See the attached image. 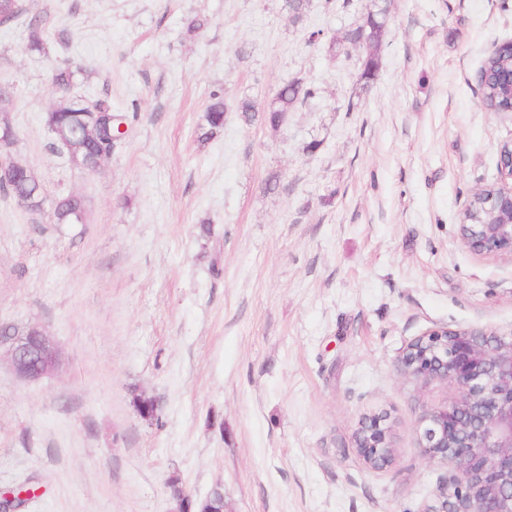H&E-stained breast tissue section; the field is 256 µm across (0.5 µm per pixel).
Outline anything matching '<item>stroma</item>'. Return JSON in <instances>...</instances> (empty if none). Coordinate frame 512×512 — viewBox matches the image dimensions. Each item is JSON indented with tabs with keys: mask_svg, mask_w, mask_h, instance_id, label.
I'll return each mask as SVG.
<instances>
[{
	"mask_svg": "<svg viewBox=\"0 0 512 512\" xmlns=\"http://www.w3.org/2000/svg\"><path fill=\"white\" fill-rule=\"evenodd\" d=\"M24 3L47 46L0 25L17 151L86 221L0 189V324L42 326L63 360L28 380L0 347V490L35 486L21 512H170L175 475L198 501L221 490L224 512H420L448 469L418 452L417 419L453 390L402 377L403 347L512 329V257L459 242L512 140L477 83L512 0H306L299 22L284 0ZM371 11L365 79L349 34ZM192 16L207 24L190 35ZM66 64L70 95L134 113L94 172L43 121ZM293 80L316 94L281 125L237 112ZM219 90L224 131L200 140ZM378 413L397 459L375 470L352 435ZM48 203L53 208L55 223L58 224H80L77 217L79 213H86L84 199L71 194H58Z\"/></svg>",
	"mask_w": 512,
	"mask_h": 512,
	"instance_id": "35a3bbf8",
	"label": "stroma"
}]
</instances>
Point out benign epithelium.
<instances>
[{
	"mask_svg": "<svg viewBox=\"0 0 512 512\" xmlns=\"http://www.w3.org/2000/svg\"><path fill=\"white\" fill-rule=\"evenodd\" d=\"M512 112V70L496 77ZM18 139L0 137V184L22 166ZM500 181L492 192L479 187L480 205L495 216L460 219L459 237L469 251L482 256H512V141L499 151ZM0 344L8 346L14 371L38 380L59 370L61 352L39 325L18 330L0 327ZM398 371L415 381L442 380L455 394L418 418V448L430 461L448 468L433 501L420 512H512V329L479 327L430 329L403 348ZM353 447L366 465L382 469L396 456L384 417H363Z\"/></svg>",
	"mask_w": 512,
	"mask_h": 512,
	"instance_id": "benign-epithelium-1",
	"label": "benign epithelium"
}]
</instances>
